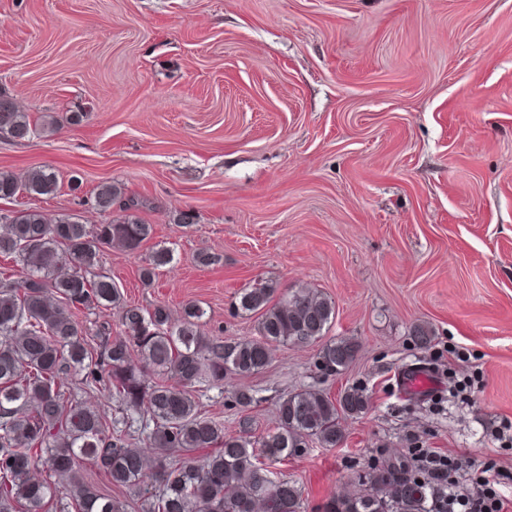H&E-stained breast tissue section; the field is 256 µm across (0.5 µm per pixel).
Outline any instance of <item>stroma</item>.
I'll return each mask as SVG.
<instances>
[{"instance_id":"35a3bbf8","label":"stroma","mask_w":512,"mask_h":512,"mask_svg":"<svg viewBox=\"0 0 512 512\" xmlns=\"http://www.w3.org/2000/svg\"><path fill=\"white\" fill-rule=\"evenodd\" d=\"M0 93L40 128L0 137V172L58 179L0 209L103 224L91 196L115 183L152 224L137 252L104 250L128 303H195L229 340L257 334L232 308L241 288L332 300L329 336L360 345L344 373L317 381L316 346H277L201 396L225 431L245 414L258 436L296 388L366 389L340 446L281 466L307 512L414 445L512 470L492 434L512 420V0H0ZM188 209L197 223H176ZM161 248L171 262L141 281ZM415 370L432 392L403 387ZM240 387L259 399L245 413Z\"/></svg>"}]
</instances>
